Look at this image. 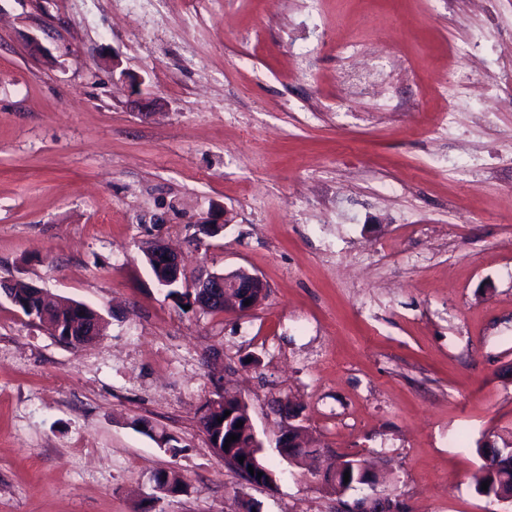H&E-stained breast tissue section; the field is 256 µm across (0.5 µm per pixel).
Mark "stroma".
<instances>
[{
	"mask_svg": "<svg viewBox=\"0 0 512 512\" xmlns=\"http://www.w3.org/2000/svg\"><path fill=\"white\" fill-rule=\"evenodd\" d=\"M156 243L264 299L184 309ZM0 280L105 323L75 348L0 296V512H512L473 483L512 439V0H0ZM224 394L272 485L211 449ZM292 411L377 484L283 460ZM145 257L147 263L149 264L154 274L155 279L160 285L171 286L163 284V282L169 281L166 271L163 267L156 266L153 260L157 264L164 265L169 268V274L171 276L173 283L179 282L183 274V270L179 259L174 253L170 252L166 248L161 249L159 247H154L153 251L151 252V257L153 260L150 259L149 251L145 253ZM343 460H334L330 464H333L331 467V471H340L342 469V465L340 464ZM345 467L342 469L339 480L336 483V480L329 474L328 471L322 474L321 481L327 489H330L332 493L335 494H343L347 490L354 488L356 485H359L362 482L369 481L371 484H375L377 482V475L370 470H366L367 472H362L359 467V461L355 459H348L343 461ZM349 471L350 478L348 483H344V473ZM370 483H364L363 485H371Z\"/></svg>",
	"mask_w": 512,
	"mask_h": 512,
	"instance_id": "1",
	"label": "stroma"
}]
</instances>
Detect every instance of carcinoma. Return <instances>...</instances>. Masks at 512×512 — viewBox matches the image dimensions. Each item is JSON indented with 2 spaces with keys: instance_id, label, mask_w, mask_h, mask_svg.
I'll list each match as a JSON object with an SVG mask.
<instances>
[{
  "instance_id": "1",
  "label": "carcinoma",
  "mask_w": 512,
  "mask_h": 512,
  "mask_svg": "<svg viewBox=\"0 0 512 512\" xmlns=\"http://www.w3.org/2000/svg\"><path fill=\"white\" fill-rule=\"evenodd\" d=\"M6 298L12 299L21 305L24 314L33 316L38 320H46L51 330L57 333V339L67 344L76 341L79 344L91 343L100 338V332L96 330L87 331L82 335L72 332L69 329L71 317L69 311L71 307L67 305H59L57 303L51 305L40 296V290L33 285L16 281L9 288L0 290ZM230 412L229 416H224V412ZM223 422H218V419ZM243 422L242 427H236L238 422ZM251 418L246 408L240 405L235 398H229L224 403L207 410L201 417L203 430L207 437L216 439L213 443V451L222 459L228 467L234 470L243 480L250 481L251 474L248 470L250 463L238 461V456L231 454L233 448H260L262 443L257 439L253 425L249 424ZM235 434L239 439L229 444V449H224L225 440L230 435ZM343 471L350 473L349 481H344V476H339V480H333L329 472L322 474L321 481L324 486L335 494H343L347 490L354 488L356 485L368 481L372 484L377 482V475L371 471L362 472L359 467V461L348 459L343 461ZM489 482L488 490L481 489L483 482ZM476 491L487 497H493L497 500L512 495V466L506 467L499 471L497 477L483 475L481 473L474 476Z\"/></svg>"
}]
</instances>
